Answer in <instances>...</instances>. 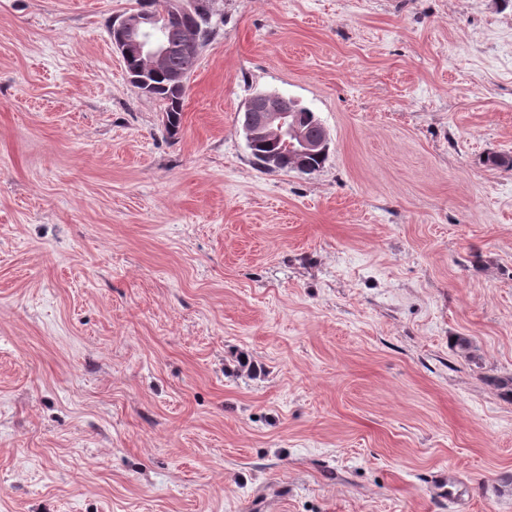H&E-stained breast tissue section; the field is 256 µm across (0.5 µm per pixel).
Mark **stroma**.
<instances>
[{
  "label": "stroma",
  "mask_w": 512,
  "mask_h": 512,
  "mask_svg": "<svg viewBox=\"0 0 512 512\" xmlns=\"http://www.w3.org/2000/svg\"><path fill=\"white\" fill-rule=\"evenodd\" d=\"M138 3L0 0V512H512V0H215L175 136ZM299 102L295 98L273 93H256L249 97L244 103L248 143L251 144L253 140L259 138L275 141L289 139L293 146L298 145L296 153L299 156L326 153L329 149V137L325 128L322 127L317 137L308 135L302 129L318 132L321 129V120L305 105L294 109ZM292 110L302 127L291 119ZM245 112H239V115L242 113L239 118L241 124L245 121ZM249 148L251 150V154L253 158L255 159V163L257 166L267 172H273L263 169L261 166L263 155L271 150H277L279 154L281 155L283 159L284 165L282 168L278 171H297L301 174H311L314 171H317L318 169L322 168L324 165L327 157L323 159H317L315 157H309L308 159L299 161L298 159L294 158L293 155L295 154V150L292 148L290 149L288 146L284 145L283 143H274L272 146L267 143L266 140L260 139L256 142V144L249 145ZM299 167H307V168H314L312 171H300L298 170Z\"/></svg>",
  "instance_id": "obj_1"
}]
</instances>
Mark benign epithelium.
Listing matches in <instances>:
<instances>
[{"mask_svg": "<svg viewBox=\"0 0 512 512\" xmlns=\"http://www.w3.org/2000/svg\"><path fill=\"white\" fill-rule=\"evenodd\" d=\"M196 0H161V12L166 16H194L197 13ZM154 16L141 12L133 16H124L116 31L112 33V42L122 57H135L145 61L155 73L168 74L175 84L187 85L184 74L167 73V59L176 50L184 55L197 57L203 44L194 30H189L186 38L173 47L159 37L149 36ZM298 104L295 98L284 97L273 93H256L244 103L247 115L245 131L248 142L267 138L275 141L287 140L297 146L296 153L323 154L329 149V137L326 130L316 136L308 135L301 126L291 119V110Z\"/></svg>", "mask_w": 512, "mask_h": 512, "instance_id": "obj_1", "label": "benign epithelium"}]
</instances>
